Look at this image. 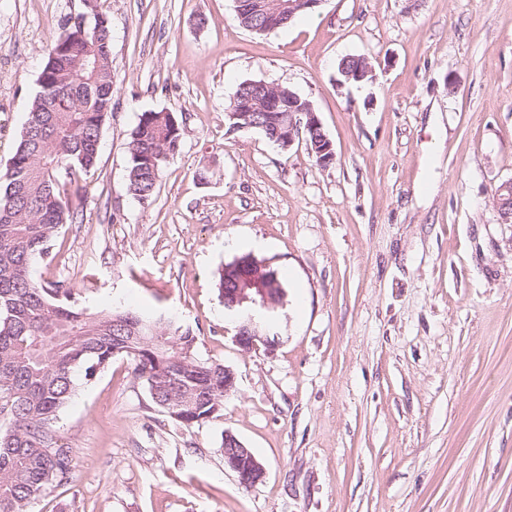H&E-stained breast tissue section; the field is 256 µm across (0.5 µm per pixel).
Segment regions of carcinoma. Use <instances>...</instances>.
Returning a JSON list of instances; mask_svg holds the SVG:
<instances>
[{
  "mask_svg": "<svg viewBox=\"0 0 512 512\" xmlns=\"http://www.w3.org/2000/svg\"><path fill=\"white\" fill-rule=\"evenodd\" d=\"M58 23L59 34L40 73L0 196V512H32L48 491L73 481L62 449L59 415L76 392L75 372L91 379L117 355L134 364L154 405L179 407L175 422L208 421L214 400L224 403V374L195 354L197 336L173 322L127 309L88 313L60 282L44 286L32 262L48 254L59 229L79 218L76 176L94 168L102 126L112 112L111 32L93 11ZM239 24L263 28L250 0L235 5ZM58 99L56 111L45 104ZM172 113L146 112L128 143V191L154 199L163 168L179 150Z\"/></svg>",
  "mask_w": 512,
  "mask_h": 512,
  "instance_id": "1",
  "label": "carcinoma"
}]
</instances>
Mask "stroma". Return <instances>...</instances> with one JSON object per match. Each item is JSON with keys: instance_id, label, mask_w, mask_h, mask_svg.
I'll return each mask as SVG.
<instances>
[{"instance_id": "1", "label": "stroma", "mask_w": 512, "mask_h": 512, "mask_svg": "<svg viewBox=\"0 0 512 512\" xmlns=\"http://www.w3.org/2000/svg\"><path fill=\"white\" fill-rule=\"evenodd\" d=\"M112 113L97 162L33 265L94 313L177 315L230 367L220 417L153 407L123 356L60 414L71 485L34 512H512V0H323L266 34L235 0H102ZM81 0H0V178L58 21ZM367 58L371 82L339 72ZM309 100L332 142L228 133L240 83ZM182 133L154 200L127 190L143 113ZM281 280L274 352L245 350L215 281L242 256ZM264 464L245 487L225 433Z\"/></svg>"}]
</instances>
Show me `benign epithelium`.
Wrapping results in <instances>:
<instances>
[{
    "label": "benign epithelium",
    "instance_id": "7a95c632",
    "mask_svg": "<svg viewBox=\"0 0 512 512\" xmlns=\"http://www.w3.org/2000/svg\"><path fill=\"white\" fill-rule=\"evenodd\" d=\"M324 0H253L256 15L279 26L289 22L301 10H313ZM346 81L362 83L372 76V66L361 60L357 67H341ZM240 93L256 99L259 112L253 113L251 122L258 123V113H277L278 125L272 139L280 148L287 150L296 141L312 131L318 135L313 140L311 152L317 154L318 163L330 164L334 159L332 143L322 130V124L311 104L301 102L298 95L288 93V101H283L280 88L262 81H247L240 87ZM234 272L232 282L224 287V310L236 315L235 342L244 349H252L262 343L268 352H273L279 340L271 339L269 328L274 312L282 299L275 291V274L265 263L249 256L237 258L224 266ZM224 465L236 472L245 486H253L265 477L261 462L251 456L248 449L233 434H224Z\"/></svg>",
    "mask_w": 512,
    "mask_h": 512
}]
</instances>
